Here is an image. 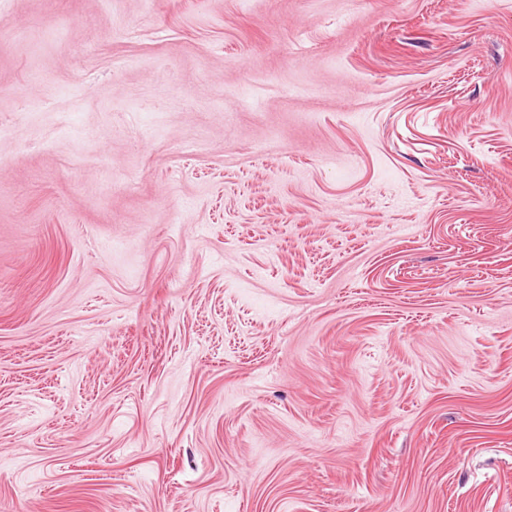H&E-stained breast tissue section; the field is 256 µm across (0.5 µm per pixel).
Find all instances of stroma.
<instances>
[{"instance_id": "1", "label": "stroma", "mask_w": 512, "mask_h": 512, "mask_svg": "<svg viewBox=\"0 0 512 512\" xmlns=\"http://www.w3.org/2000/svg\"><path fill=\"white\" fill-rule=\"evenodd\" d=\"M0 512H512V0H0Z\"/></svg>"}]
</instances>
